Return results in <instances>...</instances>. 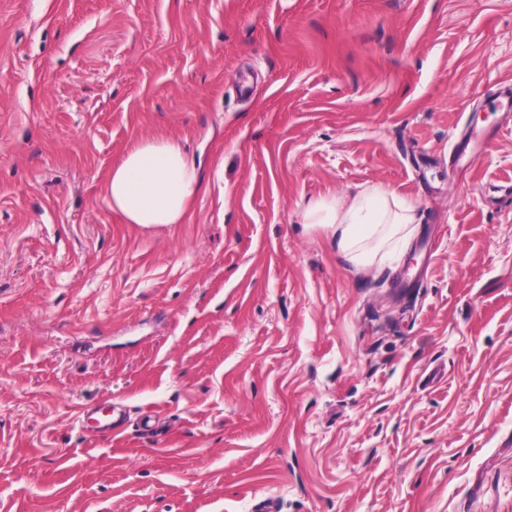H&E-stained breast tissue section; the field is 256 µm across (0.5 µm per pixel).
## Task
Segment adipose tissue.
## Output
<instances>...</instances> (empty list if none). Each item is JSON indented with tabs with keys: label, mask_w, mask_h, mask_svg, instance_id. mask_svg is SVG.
Masks as SVG:
<instances>
[{
	"label": "adipose tissue",
	"mask_w": 512,
	"mask_h": 512,
	"mask_svg": "<svg viewBox=\"0 0 512 512\" xmlns=\"http://www.w3.org/2000/svg\"><path fill=\"white\" fill-rule=\"evenodd\" d=\"M202 184L182 143L173 137L134 141L113 164L101 187L108 207L124 223L144 227L185 223ZM335 240L355 268L382 263L408 242L417 222L415 206L379 185L361 187L347 199H321L303 214Z\"/></svg>",
	"instance_id": "adipose-tissue-1"
}]
</instances>
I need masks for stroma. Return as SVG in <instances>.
<instances>
[{"label": "stroma", "mask_w": 512, "mask_h": 512, "mask_svg": "<svg viewBox=\"0 0 512 512\" xmlns=\"http://www.w3.org/2000/svg\"><path fill=\"white\" fill-rule=\"evenodd\" d=\"M155 136L204 191L123 223ZM364 184L357 269L302 214ZM263 499L512 512V0H0V512ZM201 191L198 169L174 137L134 141L101 187L112 212L143 227L185 223ZM303 224L318 225L357 269L381 264L418 224L415 205L381 185L361 187L343 201L321 199L303 214Z\"/></svg>", "instance_id": "obj_1"}]
</instances>
